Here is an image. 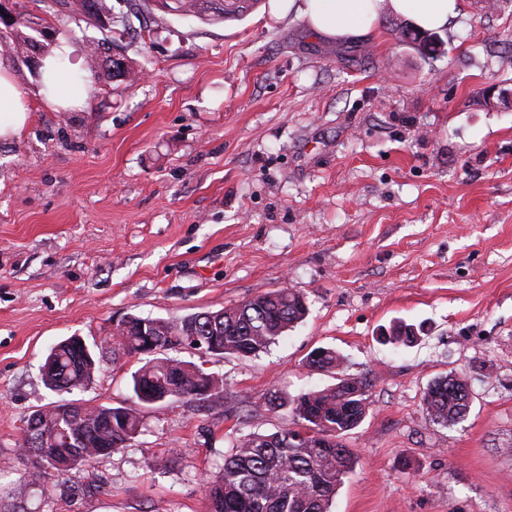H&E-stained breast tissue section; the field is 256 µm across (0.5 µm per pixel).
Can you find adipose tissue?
<instances>
[{
  "label": "adipose tissue",
  "mask_w": 512,
  "mask_h": 512,
  "mask_svg": "<svg viewBox=\"0 0 512 512\" xmlns=\"http://www.w3.org/2000/svg\"><path fill=\"white\" fill-rule=\"evenodd\" d=\"M312 32L322 38L346 40L378 28L383 18L399 15L425 31L443 28L458 13L457 0H287ZM40 93L48 106L67 110L84 106L89 85L67 72L58 55L42 66ZM26 90L0 66V139L20 136L29 119Z\"/></svg>",
  "instance_id": "obj_1"
}]
</instances>
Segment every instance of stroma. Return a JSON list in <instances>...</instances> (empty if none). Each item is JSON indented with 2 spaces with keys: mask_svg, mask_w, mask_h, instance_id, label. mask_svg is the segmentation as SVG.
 I'll use <instances>...</instances> for the list:
<instances>
[{
  "mask_svg": "<svg viewBox=\"0 0 512 512\" xmlns=\"http://www.w3.org/2000/svg\"><path fill=\"white\" fill-rule=\"evenodd\" d=\"M458 2L424 55L397 40V15L336 42L271 0L225 22L111 0L136 79L93 85L68 112L43 104L39 63L9 62L31 119L0 139V512H208L202 484L236 440L290 424L270 394L334 384L303 366L318 347L368 384L330 512H512V0ZM13 9L63 16L54 43L78 71L109 35L61 0ZM280 288L309 313L266 351L181 350L222 399L143 408L139 358H105L75 399L144 412L143 432L26 504L8 498L26 418L66 399L41 377L55 344ZM397 323L417 341L383 343ZM448 373L473 397L445 427L423 396Z\"/></svg>",
  "mask_w": 512,
  "mask_h": 512,
  "instance_id": "1",
  "label": "stroma"
}]
</instances>
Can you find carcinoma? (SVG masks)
<instances>
[{
	"label": "carcinoma",
	"instance_id": "cac0c4a2",
	"mask_svg": "<svg viewBox=\"0 0 512 512\" xmlns=\"http://www.w3.org/2000/svg\"><path fill=\"white\" fill-rule=\"evenodd\" d=\"M158 10L167 14L193 15L206 21L237 20L252 10L258 0H155ZM70 17L84 21L112 22L110 0H69ZM0 41L9 45L11 59H28L38 50L48 51L52 38L30 26L19 13L12 26L0 31ZM400 41L419 44L433 53L429 36L407 27L400 28ZM113 70L112 55L105 44L95 46L84 79L107 82L132 75ZM308 313L305 296L296 289L280 288L255 295L231 308L189 314L171 321L153 318L152 326H142L144 318L130 316L129 327L115 339L109 352L117 357L135 354L143 364L134 373L133 393L148 387L159 404L167 400H196L203 386V368L169 355L179 349L180 337L197 336L224 349V354L251 357L275 342ZM312 371L342 374V359L329 348L309 354ZM100 361L83 353L81 347L61 344L47 355L42 368L46 386L72 394L85 389L99 368ZM367 384L341 379L319 391L292 397L272 395L266 405L271 411L282 408L292 414V425L270 434H249L238 440L224 456L220 473L205 482L204 495L210 512H329L337 487L354 471L356 456L343 442L344 435L358 427L367 412ZM471 385L464 376H440L424 394V405L433 422L448 426L468 413ZM41 421L53 439L23 428L20 448L27 458H38L29 466L22 483L13 490L19 502L28 499L33 488L49 479V470L79 472L127 447L145 426V415L122 407L78 405L67 419H59L50 406Z\"/></svg>",
	"mask_w": 512,
	"mask_h": 512
}]
</instances>
